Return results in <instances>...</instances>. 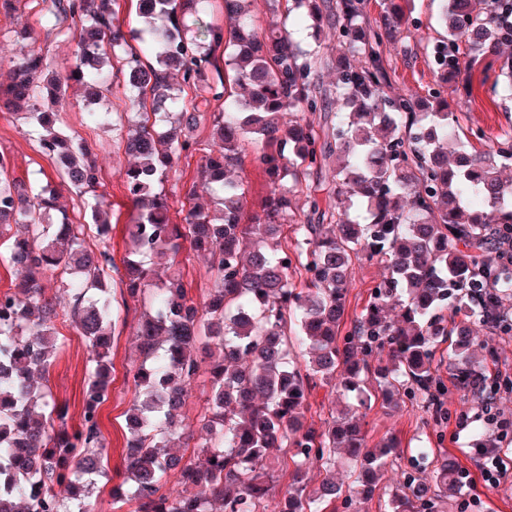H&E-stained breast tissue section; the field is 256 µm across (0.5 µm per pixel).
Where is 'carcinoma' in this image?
Listing matches in <instances>:
<instances>
[{"label":"carcinoma","mask_w":512,"mask_h":512,"mask_svg":"<svg viewBox=\"0 0 512 512\" xmlns=\"http://www.w3.org/2000/svg\"><path fill=\"white\" fill-rule=\"evenodd\" d=\"M284 2L286 15L309 21L316 41L329 30L341 54L334 88L318 80L327 59L305 50L280 20L258 31L257 0H224L234 20L229 34L203 21L215 0H137L138 26L115 24L117 0H40V26L80 23L79 50L67 72L40 81L43 55L30 51L0 87V109L29 107L44 153L59 161L63 179L80 193L100 184L97 153L59 126L54 109L64 85H80L92 108L83 115L100 126L109 113L93 108L113 83L106 50L121 54L125 84L139 120L126 150L137 162L122 171L136 206L126 225L131 249L124 261L123 294L149 297L136 335L143 361L135 367V398L127 413V441L113 508L127 512H338L371 500L386 467L408 462V479L389 494L388 512H439L462 495L457 461L432 448H403L388 437L371 448L359 416L345 413L319 428L306 423L309 398L329 387L364 403L372 378L389 395L409 401L432 420L448 416L440 397L435 350L449 343L448 368L463 388L498 393L485 375L494 360L473 359L467 325L448 320L460 305L469 322L512 332V160L505 138L471 153L450 121L444 88L458 77L457 50L471 64L505 42L512 27L498 15L512 0H441L446 37L427 46L437 81L423 93L390 96L386 44L412 26L409 0H380L378 17L366 0ZM197 35L183 34L187 19ZM135 41L136 45L129 44ZM224 46V69L213 57ZM204 88L224 111L213 115L216 148L203 159L200 181L213 192L219 216L191 205L174 224L163 183L176 161L194 150L181 127L195 129L206 113L187 99ZM300 117L284 122L286 113ZM320 114L316 125L308 115ZM429 130L417 143L407 132ZM262 165L270 191L261 211H245L246 190L229 173L247 157ZM336 169V207L325 209L306 191L303 216L288 194L302 179L320 177L330 158ZM89 224H76L51 190L33 191L7 177L0 157V248L20 271L14 289L0 292V512H92L108 474V444L99 410L112 385L115 316L107 279L116 267L112 224L100 202ZM190 240L205 255L213 278L203 306L185 288L175 256ZM389 270L348 331L343 317L354 262ZM168 265L166 279L147 288L151 267ZM58 283L49 296L46 282ZM397 302L396 321L386 308ZM70 322L86 340L90 378L77 426L65 422L48 386L63 343L57 322ZM212 384L205 412H186L201 365ZM208 430L204 462L184 451L188 430ZM486 455L499 454L497 436L474 429ZM339 459L353 463L348 488L336 482ZM288 472L282 496L276 473ZM325 472L308 489L307 475ZM175 479L179 489L168 488Z\"/></svg>","instance_id":"1"}]
</instances>
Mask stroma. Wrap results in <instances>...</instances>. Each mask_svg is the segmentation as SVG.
I'll use <instances>...</instances> for the list:
<instances>
[{
  "mask_svg": "<svg viewBox=\"0 0 512 512\" xmlns=\"http://www.w3.org/2000/svg\"><path fill=\"white\" fill-rule=\"evenodd\" d=\"M412 8L414 17L422 20V27L413 34L398 35L385 49V57L394 70L389 88L393 95L416 91L420 85L433 80L425 47L442 31L438 21L440 0H413ZM37 11L34 0H27L17 11L0 12V83L8 82L12 61L22 58L30 49L41 50L47 60L46 71L50 74L62 72L71 57L76 47L73 28H38ZM33 26L38 29L37 42L23 40L22 31ZM511 59L512 46L501 47L492 53L490 68L483 70L472 65L468 50H461L459 54L460 76L455 83L449 84L445 94L459 135L469 137L475 150L484 149L486 142L512 137V100L491 92L501 64ZM58 108L64 120V131L87 139L98 153L100 191L105 196L109 219L114 225L112 254L115 261H122L127 248L126 226L135 213L132 197L121 176L122 170L131 162L124 150L129 127L127 92L122 81H114L111 90L103 93L98 104L99 111L111 113V122L93 129L82 122L86 103L77 84H69ZM211 130L212 125L207 122L191 132L190 137L196 143L194 151L181 157L164 184L173 223H180L183 218L184 194L195 182L197 169L208 153ZM475 130L481 131V138H472L471 133ZM0 156L7 159L11 177L26 186L36 188L48 184L57 188L59 202L66 207L74 223H84L86 205L62 182L57 162L41 151L38 132L22 113L0 112ZM175 261L195 302H203L212 286L204 257L185 241ZM386 275L383 265L353 264L345 324H352L360 316L373 289ZM142 312L141 305L134 301L120 310L123 323L112 343L111 396L100 411L101 429L109 443V465L114 471L125 464L128 437L125 414L134 399L130 370L138 359L133 333ZM59 331L65 337V347L50 370L49 386L57 403L66 409L68 423L74 425L80 419L83 391L88 382V348L84 338L71 325H60ZM476 334L479 341L485 342L496 354L490 371L503 383L496 406L504 417L512 419V333L493 336L480 328ZM438 374L447 388L443 398L447 420L428 425L417 407L407 404L392 410L378 398L372 401L364 419L369 444H377L392 436L405 445L425 446L454 455L470 473L463 495L470 505L468 512H512V427L495 431L501 457L508 463L509 470L500 484L489 485L477 469L471 438L478 400L457 386L447 365H440Z\"/></svg>",
  "mask_w": 512,
  "mask_h": 512,
  "instance_id": "1",
  "label": "stroma"
}]
</instances>
